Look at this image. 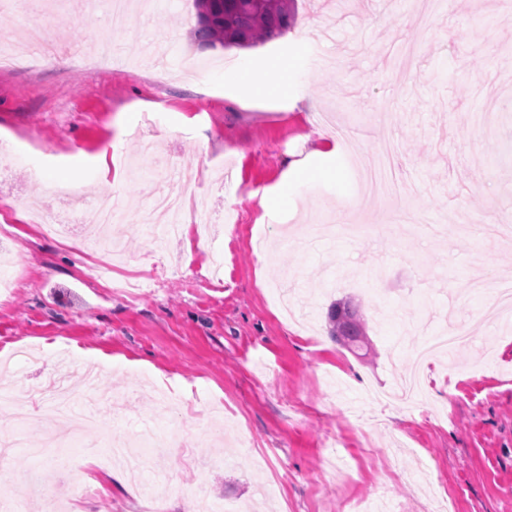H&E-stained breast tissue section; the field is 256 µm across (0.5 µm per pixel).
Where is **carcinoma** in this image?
Here are the masks:
<instances>
[{
  "mask_svg": "<svg viewBox=\"0 0 512 512\" xmlns=\"http://www.w3.org/2000/svg\"><path fill=\"white\" fill-rule=\"evenodd\" d=\"M194 42L202 49L252 48L285 37L294 27L289 0H193ZM330 336L355 351L368 345L365 324L351 301L334 303L328 313Z\"/></svg>",
  "mask_w": 512,
  "mask_h": 512,
  "instance_id": "cac0c4a2",
  "label": "carcinoma"
}]
</instances>
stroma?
I'll list each match as a JSON object with an SVG mask.
<instances>
[{"mask_svg": "<svg viewBox=\"0 0 512 512\" xmlns=\"http://www.w3.org/2000/svg\"><path fill=\"white\" fill-rule=\"evenodd\" d=\"M41 2L0 11V40L27 26L69 44L65 64L32 51L30 69L0 71V272L19 279L0 295V350L16 386L47 384L63 353L74 394L93 367L112 401L74 447L94 493L74 498L71 474L53 469L62 448L35 428L0 473V496L28 495V512H356L381 483L398 512H423L433 492L448 512H512V317L488 320L473 287L512 279V238L484 232L512 214V7L446 0L424 21L415 0H294L284 39L225 51L193 42L191 0L121 35L105 0H59L50 13ZM161 45L206 71L158 76L149 56ZM105 53L127 67H87ZM243 61L287 68L291 98H243ZM146 116L158 123L148 155L134 135ZM384 140L420 208L391 231L390 204L364 194L350 162ZM334 145L339 178L288 177ZM172 164L200 183L184 201L188 248L140 229L154 177ZM74 171L80 195L122 201L121 269L153 274L135 296L95 277L80 226L58 240L35 222L69 220L75 198L60 190ZM274 191L288 205L269 213L261 199ZM342 208L362 232L311 236ZM202 209L212 224L198 243ZM342 298L366 323L367 355L328 333ZM427 325L471 342L425 369L417 412L374 403L369 389L393 390L412 370ZM136 421L180 443L152 457L163 477L144 488L104 462ZM39 468L51 478L28 493Z\"/></svg>", "mask_w": 512, "mask_h": 512, "instance_id": "1", "label": "stroma"}]
</instances>
